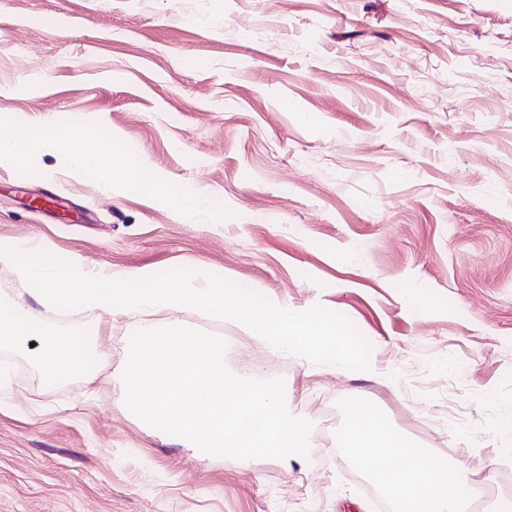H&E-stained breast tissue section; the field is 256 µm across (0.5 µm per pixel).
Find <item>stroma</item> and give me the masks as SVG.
I'll use <instances>...</instances> for the list:
<instances>
[{
	"instance_id": "stroma-1",
	"label": "stroma",
	"mask_w": 512,
	"mask_h": 512,
	"mask_svg": "<svg viewBox=\"0 0 512 512\" xmlns=\"http://www.w3.org/2000/svg\"><path fill=\"white\" fill-rule=\"evenodd\" d=\"M18 120L40 147L0 160V248L116 280L194 265L320 305L375 372L183 312L232 373L284 380L320 462L203 458L122 403L129 337L163 313L42 308L98 331L104 361L51 382L0 349V512H384L341 447L355 397L512 499V0H0V126ZM71 126L220 197L223 223L76 171L51 136Z\"/></svg>"
}]
</instances>
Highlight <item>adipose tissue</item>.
<instances>
[{"mask_svg":"<svg viewBox=\"0 0 512 512\" xmlns=\"http://www.w3.org/2000/svg\"><path fill=\"white\" fill-rule=\"evenodd\" d=\"M60 149L74 159L76 171L98 170L109 179L146 189L153 197L194 210L199 198L131 160L122 144L106 151L83 149L84 132L71 127L56 135ZM0 348L29 351L51 381L92 372L103 356L98 336L85 331L57 332L25 303L0 306ZM344 436L356 462L403 508V512H469L479 482L464 461L396 437L361 400L349 404Z\"/></svg>","mask_w":512,"mask_h":512,"instance_id":"obj_1","label":"adipose tissue"}]
</instances>
